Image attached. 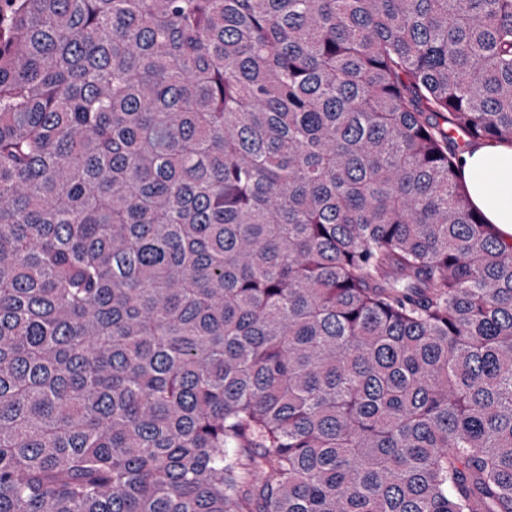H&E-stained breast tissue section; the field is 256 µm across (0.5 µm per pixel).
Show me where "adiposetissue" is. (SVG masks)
<instances>
[{"instance_id": "1", "label": "adipose tissue", "mask_w": 512, "mask_h": 512, "mask_svg": "<svg viewBox=\"0 0 512 512\" xmlns=\"http://www.w3.org/2000/svg\"><path fill=\"white\" fill-rule=\"evenodd\" d=\"M459 167L472 208L502 241L512 242V144H473L461 153Z\"/></svg>"}]
</instances>
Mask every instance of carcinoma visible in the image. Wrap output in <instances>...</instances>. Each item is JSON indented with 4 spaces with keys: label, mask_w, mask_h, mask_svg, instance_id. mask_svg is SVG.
Listing matches in <instances>:
<instances>
[{
    "label": "carcinoma",
    "mask_w": 512,
    "mask_h": 512,
    "mask_svg": "<svg viewBox=\"0 0 512 512\" xmlns=\"http://www.w3.org/2000/svg\"><path fill=\"white\" fill-rule=\"evenodd\" d=\"M512 0H0V512H512ZM458 164L472 208L502 241L512 242V144H473Z\"/></svg>",
    "instance_id": "1"
}]
</instances>
